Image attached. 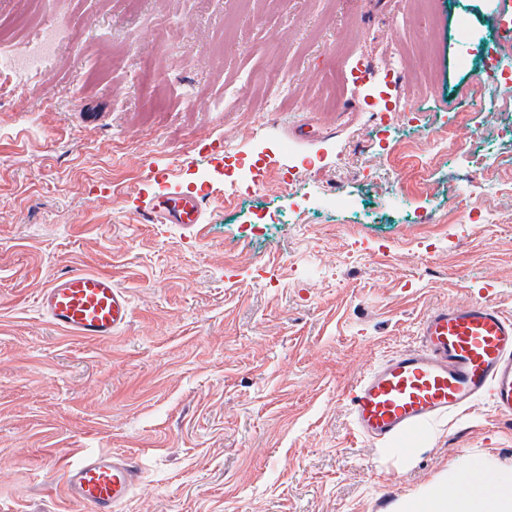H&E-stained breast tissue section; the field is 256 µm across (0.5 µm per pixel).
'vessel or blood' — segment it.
<instances>
[{"label": "vessel or blood", "instance_id": "b4317fda", "mask_svg": "<svg viewBox=\"0 0 512 512\" xmlns=\"http://www.w3.org/2000/svg\"><path fill=\"white\" fill-rule=\"evenodd\" d=\"M143 224L203 221L201 200L171 187L138 213ZM49 322L70 335L108 339L128 323L127 295L103 273L69 271L39 297ZM419 345L396 353L357 381L347 398L354 431L387 444L452 414L483 396L512 421V316L492 300L446 304L427 312ZM141 476L138 461L108 453L89 456L66 471L67 487L88 512H117Z\"/></svg>", "mask_w": 512, "mask_h": 512}]
</instances>
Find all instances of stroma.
<instances>
[{
  "instance_id": "35a3bbf8",
  "label": "stroma",
  "mask_w": 512,
  "mask_h": 512,
  "mask_svg": "<svg viewBox=\"0 0 512 512\" xmlns=\"http://www.w3.org/2000/svg\"><path fill=\"white\" fill-rule=\"evenodd\" d=\"M465 15L512 69V0H0V49L57 36L0 87V512H87L63 473L92 453L139 462L120 512H395L472 465L512 474L490 397L411 451L347 406L427 310L512 314V92L478 89L481 54L459 66ZM397 52L385 151L367 91ZM449 129L465 152L416 144ZM169 184L202 224L138 222ZM67 270L111 275L129 324L52 326L39 295Z\"/></svg>"
}]
</instances>
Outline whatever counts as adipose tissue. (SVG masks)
I'll return each mask as SVG.
<instances>
[{"label": "adipose tissue", "instance_id": "obj_1", "mask_svg": "<svg viewBox=\"0 0 512 512\" xmlns=\"http://www.w3.org/2000/svg\"><path fill=\"white\" fill-rule=\"evenodd\" d=\"M398 512H512V477L491 480L475 466L406 498Z\"/></svg>", "mask_w": 512, "mask_h": 512}]
</instances>
